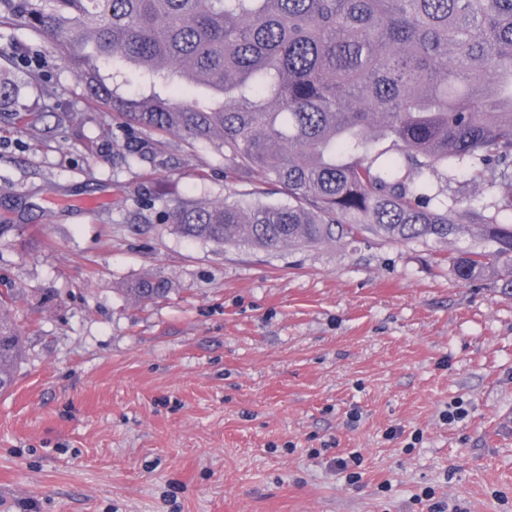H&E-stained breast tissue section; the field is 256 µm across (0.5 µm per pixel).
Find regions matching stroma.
<instances>
[{
	"instance_id": "obj_1",
	"label": "stroma",
	"mask_w": 512,
	"mask_h": 512,
	"mask_svg": "<svg viewBox=\"0 0 512 512\" xmlns=\"http://www.w3.org/2000/svg\"><path fill=\"white\" fill-rule=\"evenodd\" d=\"M0 78V292L26 346L0 512H512V299L453 274L471 237L188 239L166 205L245 190L214 148L113 137L111 107L9 22ZM148 271L167 292L140 303Z\"/></svg>"
}]
</instances>
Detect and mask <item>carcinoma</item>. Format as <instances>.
I'll return each mask as SVG.
<instances>
[{"label":"carcinoma","instance_id":"carcinoma-1","mask_svg":"<svg viewBox=\"0 0 512 512\" xmlns=\"http://www.w3.org/2000/svg\"><path fill=\"white\" fill-rule=\"evenodd\" d=\"M0 13L60 49L123 127L209 143L249 194L288 198L179 201L162 221L181 235L268 251L469 235L455 276L495 274L512 294V0H0ZM124 64L150 92H118ZM470 183L493 195L463 209ZM127 292L160 288L146 273ZM14 299L0 293L1 393L24 347Z\"/></svg>","mask_w":512,"mask_h":512}]
</instances>
